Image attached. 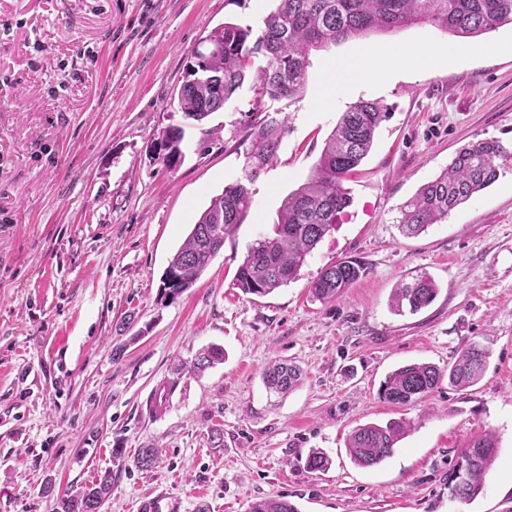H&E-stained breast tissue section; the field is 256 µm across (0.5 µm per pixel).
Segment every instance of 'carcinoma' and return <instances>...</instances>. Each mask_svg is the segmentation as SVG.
Listing matches in <instances>:
<instances>
[{
    "instance_id": "1",
    "label": "carcinoma",
    "mask_w": 512,
    "mask_h": 512,
    "mask_svg": "<svg viewBox=\"0 0 512 512\" xmlns=\"http://www.w3.org/2000/svg\"><path fill=\"white\" fill-rule=\"evenodd\" d=\"M275 9L255 25L227 22L206 36L208 47L195 56L193 81L181 84L178 105L186 124L200 123L219 111L247 81L260 97L272 101L295 99L307 90L310 51L327 48L378 31H397L429 22L444 32L464 39L477 38L505 24L512 25V0H276ZM262 63L255 64V58ZM389 117L378 101H359L342 113L325 141L309 179L288 194L278 210L273 234L262 236L250 247L235 276L244 293L266 296L295 280L308 256L336 228L339 215L352 203L344 182L357 172L369 153L380 124ZM288 132L284 121L271 118L247 128L251 140L245 176L224 187L192 225L183 244L169 261L163 277L165 294L174 298L192 287L211 260L224 247L248 215L254 197L253 184L277 158ZM512 162V152L497 140H479L461 148L439 176L421 185L401 208V228L419 234L492 185L499 171ZM366 273L364 264L345 260L321 270L312 284L313 297L334 302ZM438 288L427 276L401 281L391 297L398 312L415 314L437 297ZM488 353L465 348L454 364L441 369L431 363L404 365L380 387L381 398L393 405L425 401L443 380L454 387H468L482 377ZM224 361V349L209 346L194 360L176 366V374H199ZM265 387L285 395L302 380L299 367L276 361L263 375ZM177 382L169 381L154 396L150 411L161 414ZM411 430L403 420L357 428L347 442L350 459L361 467H373L389 458L396 444ZM498 453V441L481 433L460 449L448 473V489L467 501L483 490L485 477ZM155 448H143L135 459L141 470L154 467ZM330 463L319 449L308 452L305 466L322 470ZM112 491V473L56 496L54 512H101ZM250 512H298L282 497L264 498L251 504Z\"/></svg>"
}]
</instances>
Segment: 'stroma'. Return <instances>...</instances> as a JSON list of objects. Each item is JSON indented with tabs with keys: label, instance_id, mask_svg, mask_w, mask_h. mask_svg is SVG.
Returning a JSON list of instances; mask_svg holds the SVG:
<instances>
[{
	"label": "stroma",
	"instance_id": "obj_1",
	"mask_svg": "<svg viewBox=\"0 0 512 512\" xmlns=\"http://www.w3.org/2000/svg\"><path fill=\"white\" fill-rule=\"evenodd\" d=\"M274 0H0V512H53L54 493L112 473L102 512L161 497L175 512H249L282 497L299 512H512V166L446 222L415 237L400 208L456 152L494 139L512 147V25L476 39L427 23L310 54L300 98L258 105L243 87L187 128L182 159L158 157L182 124L177 91L191 51L227 22L257 24ZM419 51L412 67L326 87L337 59ZM386 105L368 156L345 183L353 199L298 277L257 297L234 277L271 233L282 199L311 175L342 112ZM288 120L254 204L198 281L176 299L161 276L211 198L244 175L245 128ZM356 258L365 275L333 303L312 299L321 270ZM439 287L398 315L402 278ZM217 345L223 363L183 376L165 413L149 410L175 360ZM489 353L483 378L441 384L422 403L379 395L413 362L447 368L459 351ZM282 359L303 384L267 392ZM405 419L393 455L368 468L346 452L354 429ZM494 432L482 493L451 497L460 448ZM142 448L159 451L149 471ZM331 459L305 467L310 449ZM52 494H45V487Z\"/></svg>",
	"mask_w": 512,
	"mask_h": 512
}]
</instances>
